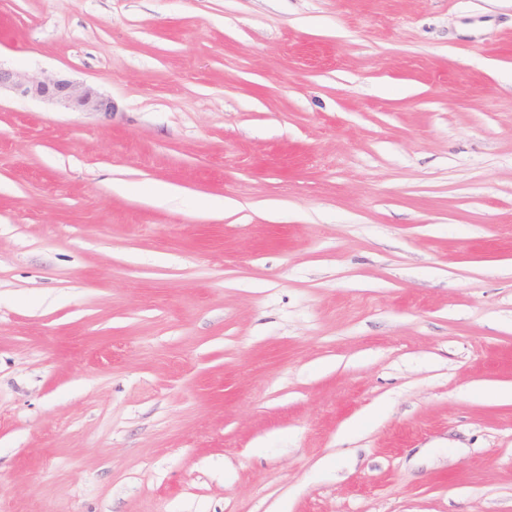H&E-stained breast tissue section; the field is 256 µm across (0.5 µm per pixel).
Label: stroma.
Returning a JSON list of instances; mask_svg holds the SVG:
<instances>
[{
    "label": "stroma",
    "mask_w": 512,
    "mask_h": 512,
    "mask_svg": "<svg viewBox=\"0 0 512 512\" xmlns=\"http://www.w3.org/2000/svg\"><path fill=\"white\" fill-rule=\"evenodd\" d=\"M0 65L113 103L0 94V512H512V0H0Z\"/></svg>",
    "instance_id": "obj_1"
}]
</instances>
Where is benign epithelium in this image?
Masks as SVG:
<instances>
[{
  "mask_svg": "<svg viewBox=\"0 0 512 512\" xmlns=\"http://www.w3.org/2000/svg\"><path fill=\"white\" fill-rule=\"evenodd\" d=\"M2 89L75 112L112 111V101L96 87L57 75L38 77L0 67Z\"/></svg>",
  "mask_w": 512,
  "mask_h": 512,
  "instance_id": "1",
  "label": "benign epithelium"
}]
</instances>
